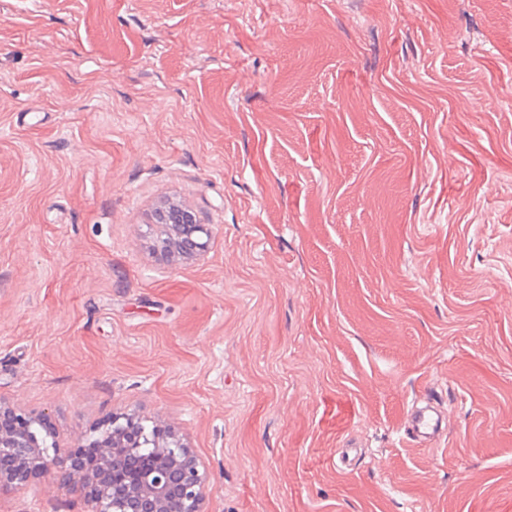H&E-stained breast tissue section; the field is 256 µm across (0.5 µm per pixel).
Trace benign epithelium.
Returning a JSON list of instances; mask_svg holds the SVG:
<instances>
[{"label": "benign epithelium", "mask_w": 512, "mask_h": 512, "mask_svg": "<svg viewBox=\"0 0 512 512\" xmlns=\"http://www.w3.org/2000/svg\"><path fill=\"white\" fill-rule=\"evenodd\" d=\"M173 254L190 259L205 253L212 228L175 201L158 207ZM136 417L115 414L104 425L63 448L48 418L20 412L0 401V490L55 474L77 485L91 512H206L207 474L180 435L164 426L132 431Z\"/></svg>", "instance_id": "7a95c632"}]
</instances>
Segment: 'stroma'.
I'll return each mask as SVG.
<instances>
[{"instance_id":"35a3bbf8","label":"stroma","mask_w":512,"mask_h":512,"mask_svg":"<svg viewBox=\"0 0 512 512\" xmlns=\"http://www.w3.org/2000/svg\"><path fill=\"white\" fill-rule=\"evenodd\" d=\"M0 400L172 426L207 512H512V0H0ZM157 211L158 219L164 216L165 223H158L167 236L171 245L169 248L173 255L183 259L199 257L205 253L212 239V228L209 224H203L196 213L175 201H166ZM190 222L191 224H184ZM176 244V246L174 245ZM442 423L440 411L433 403L426 401L420 406L413 403L407 417V434L420 446L427 448L443 436L445 429Z\"/></svg>"}]
</instances>
